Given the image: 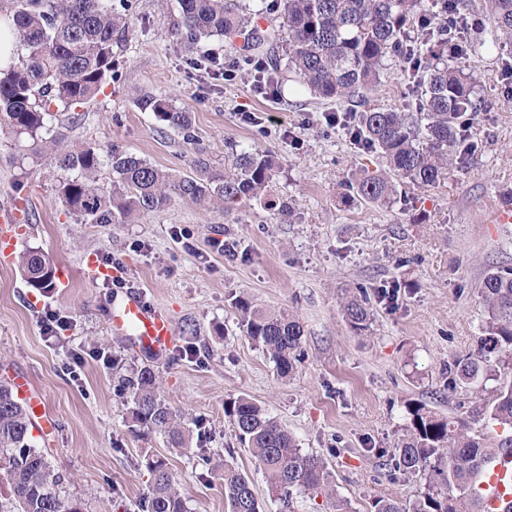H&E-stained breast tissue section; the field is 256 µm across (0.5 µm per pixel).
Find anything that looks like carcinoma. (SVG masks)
<instances>
[{
    "label": "carcinoma",
    "mask_w": 512,
    "mask_h": 512,
    "mask_svg": "<svg viewBox=\"0 0 512 512\" xmlns=\"http://www.w3.org/2000/svg\"><path fill=\"white\" fill-rule=\"evenodd\" d=\"M184 49L194 52L214 35L243 39L247 58L261 56L262 81L279 84L288 74L311 94L346 107L345 120L358 145L381 157L391 175L365 173L343 185L347 203L388 204L399 187L426 188L449 178L473 155L470 129L482 100L463 60L471 40L461 38L458 20L472 17L485 30L483 43L499 49L512 45V0H281L282 31L288 47L280 55L274 37L261 28L246 0H179ZM112 0H0V13L11 21L26 56L0 69V126L48 148L56 135L48 124L52 109L69 110L104 92L114 71V47L126 30L124 11ZM412 70V98L401 108L371 105L387 62ZM137 106L154 112L167 126L190 134L189 112L165 98L144 95ZM56 166L70 173L59 181L58 195L82 224H110L135 214L166 209L177 196L198 205L226 207L265 196L278 167L270 152L241 153L233 170L213 171L205 159L191 176L173 178L141 158L117 148L106 153L86 145L53 154ZM112 182H99L102 165ZM25 282L36 291L52 287L55 267L39 249L21 256ZM488 317L476 349L448 363L450 390L495 382L488 401L466 418L441 417L425 405H408L410 425L391 455L395 469L425 476V491L410 505L389 498L375 501V512H478L469 494L475 462L495 452L472 433L470 423L489 419L512 428V268L489 270L481 285ZM243 335L266 351L279 376L294 369L303 328L284 313L235 301ZM341 310L350 328L368 327L371 308L362 290L346 298ZM133 431L168 435L172 444L188 442L179 412L158 393L148 367L126 380ZM224 415L240 443L258 464L272 501L288 509L295 490L331 495V475L323 458L304 454L287 430L259 405L240 396L224 404ZM33 424L13 384L0 381V472L7 495L0 512H85L83 498L66 489L46 453L32 442ZM151 480L140 499V512H188L162 460L149 459ZM224 497L230 512H264L252 479L224 464Z\"/></svg>",
    "instance_id": "cac0c4a2"
}]
</instances>
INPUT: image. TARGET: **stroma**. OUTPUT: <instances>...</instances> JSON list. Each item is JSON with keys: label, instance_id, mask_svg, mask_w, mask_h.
I'll use <instances>...</instances> for the list:
<instances>
[{"label": "stroma", "instance_id": "35a3bbf8", "mask_svg": "<svg viewBox=\"0 0 512 512\" xmlns=\"http://www.w3.org/2000/svg\"><path fill=\"white\" fill-rule=\"evenodd\" d=\"M128 28L115 47L116 78L79 107V122L54 110L62 146L119 147L174 176L191 174L196 158L230 167L242 152L274 153L279 166L267 200L232 209L200 207L176 198L160 212L113 224H82L57 196L60 171L31 139L0 129V210L21 208L15 251L38 248L53 259L66 284L29 288L17 261L0 264V377H27L57 428L34 433L87 512H139L150 479L147 459L165 461L189 512H229L223 463L251 476L268 512L266 484L224 415L226 400L246 396L295 438L302 452L325 459L334 495L293 492L288 512H374L377 498L409 504L425 480L394 471L378 449L400 446L408 403L457 415L458 402L486 397L482 385L451 393L449 362L468 354L487 318L481 283L487 271L512 267V224L491 215L512 190V84L494 50L467 57L484 101L472 132L478 149L467 164L434 187L409 190L389 205L344 203L338 184L384 165L358 148L347 129L329 126L332 100L295 82L266 95L240 39L213 37L214 49L238 63L233 80L195 67L181 44L178 0H134ZM145 94L168 98L192 114V139L138 108ZM287 205L290 216L279 212ZM233 242L234 254L212 251V239ZM118 259L121 278L92 282L88 256ZM139 287L146 301L173 322L170 354L141 352L109 316L116 293ZM395 289L380 301V288ZM364 289L373 295L368 329L354 333L340 301ZM247 297L284 312L303 327L300 360L280 378L273 362L244 337L234 302ZM71 328L44 334L47 311ZM101 350L111 363L86 359L68 366L77 349ZM157 376L161 396L182 417L188 447L159 433H133L130 397L122 378L140 368Z\"/></svg>", "mask_w": 512, "mask_h": 512}]
</instances>
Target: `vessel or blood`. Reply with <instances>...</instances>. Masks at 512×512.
<instances>
[{
	"label": "vessel or blood",
	"instance_id": "vessel-or-blood-1",
	"mask_svg": "<svg viewBox=\"0 0 512 512\" xmlns=\"http://www.w3.org/2000/svg\"><path fill=\"white\" fill-rule=\"evenodd\" d=\"M111 323L114 330L128 334L138 349L155 358H162L173 345L175 330L170 318L151 308L139 290L123 292L112 311ZM17 391L42 432L51 433L55 422L25 378H18ZM469 491L480 512H512V447L500 449L496 458L477 463Z\"/></svg>",
	"mask_w": 512,
	"mask_h": 512
}]
</instances>
